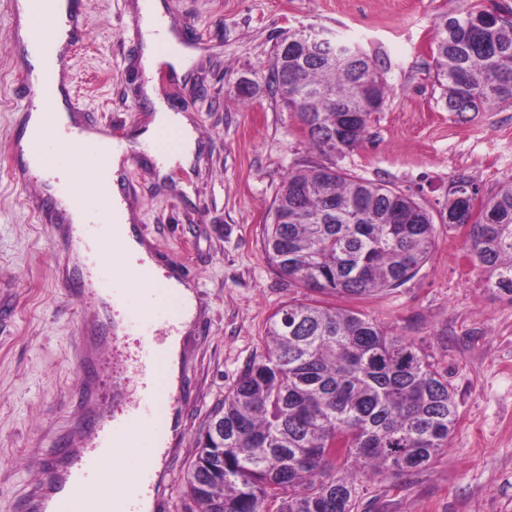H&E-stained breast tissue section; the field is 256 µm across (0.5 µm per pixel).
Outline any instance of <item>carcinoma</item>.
I'll return each instance as SVG.
<instances>
[{"instance_id": "1", "label": "carcinoma", "mask_w": 512, "mask_h": 512, "mask_svg": "<svg viewBox=\"0 0 512 512\" xmlns=\"http://www.w3.org/2000/svg\"><path fill=\"white\" fill-rule=\"evenodd\" d=\"M485 11L465 0L435 22L440 100L458 116L512 104V11L492 24ZM286 39L268 83L316 149H353L387 98L378 61L305 29ZM448 196L441 223L471 225L474 264L512 301V184L477 207ZM435 231L425 208L384 183L332 166L288 173L264 227L265 254L288 281L347 305L290 301L272 314L265 351L199 433L184 480L190 512H357L359 478L418 473L448 448L457 405L447 374L354 306L413 278Z\"/></svg>"}]
</instances>
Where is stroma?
<instances>
[{
  "label": "stroma",
  "mask_w": 512,
  "mask_h": 512,
  "mask_svg": "<svg viewBox=\"0 0 512 512\" xmlns=\"http://www.w3.org/2000/svg\"><path fill=\"white\" fill-rule=\"evenodd\" d=\"M173 27L198 46L191 68L160 81L168 106L197 135L191 168L159 176L138 135L154 111L137 67L138 0H82L85 37L65 58L76 122L120 137L134 160L132 221L162 266L178 269L202 312L184 365L193 390L175 408L184 433L166 458L167 512H185L183 482L201 427L264 350L270 316L310 291L281 277L262 232L287 172L315 162L384 182L439 214L455 175L484 193L512 184V104L458 117L439 103L434 23L460 0H167ZM317 26L376 56L390 88L360 145L313 148L268 85L276 43ZM19 16L0 0V512H26L52 444L77 412L82 300L67 292L66 245L35 209L38 180L18 183L25 128ZM360 308L407 336L446 370L458 422L445 452L412 476L359 484L358 512H512V302L494 297L468 255L464 229L440 224L435 246L404 285Z\"/></svg>",
  "instance_id": "35a3bbf8"
}]
</instances>
